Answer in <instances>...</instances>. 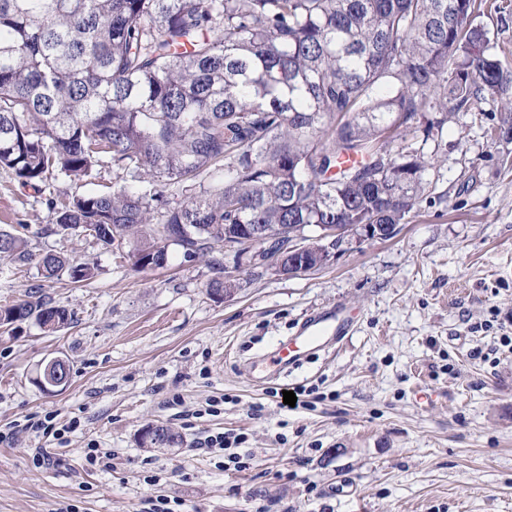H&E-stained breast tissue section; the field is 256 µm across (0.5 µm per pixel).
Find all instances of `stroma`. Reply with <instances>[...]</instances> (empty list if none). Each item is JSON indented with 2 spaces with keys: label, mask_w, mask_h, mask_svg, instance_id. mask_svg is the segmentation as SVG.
Listing matches in <instances>:
<instances>
[{
  "label": "stroma",
  "mask_w": 512,
  "mask_h": 512,
  "mask_svg": "<svg viewBox=\"0 0 512 512\" xmlns=\"http://www.w3.org/2000/svg\"><path fill=\"white\" fill-rule=\"evenodd\" d=\"M473 23L505 80L424 144L436 160L421 209L394 237L351 239L317 271L242 276L227 299L207 291L233 267L223 247L188 262L174 246L165 268L140 272L58 232L68 196L130 183L110 163L37 189L0 167V230L32 255L0 261V306L31 295L74 314L51 335L32 320L0 332V429L48 413L81 421L40 468L25 435L0 441V512H141L160 494L189 512H512V0H482ZM50 251L94 277L43 280L37 259ZM339 304L360 314L351 336L252 385L246 360ZM55 357L70 379L45 392L37 369ZM301 386L302 402L283 405L282 391ZM213 399L218 413H201ZM152 423L181 445L142 447ZM217 432L242 437L249 469H220L201 450ZM91 442L111 450V469L86 465ZM341 480L351 491L340 496Z\"/></svg>",
  "instance_id": "35a3bbf8"
}]
</instances>
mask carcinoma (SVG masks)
Returning <instances> with one entry per match:
<instances>
[{
    "mask_svg": "<svg viewBox=\"0 0 512 512\" xmlns=\"http://www.w3.org/2000/svg\"><path fill=\"white\" fill-rule=\"evenodd\" d=\"M476 0H0V166L39 186L74 182L107 158L141 182L182 185L213 166L224 178L186 203L124 186L74 195L61 233L106 250L131 244L138 271L157 251L193 261L215 246L257 265L243 226L271 234L301 224H402L421 207L422 129L436 141L452 115L479 105L503 68L478 47ZM389 152L391 170H378ZM23 238L0 231V260L25 261ZM46 279L89 280L59 254ZM47 333L71 312L42 299L0 309ZM161 448L181 436L153 425Z\"/></svg>",
    "mask_w": 512,
    "mask_h": 512,
    "instance_id": "1",
    "label": "carcinoma"
}]
</instances>
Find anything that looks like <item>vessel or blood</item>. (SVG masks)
<instances>
[{"label": "vessel or blood", "mask_w": 512, "mask_h": 512, "mask_svg": "<svg viewBox=\"0 0 512 512\" xmlns=\"http://www.w3.org/2000/svg\"><path fill=\"white\" fill-rule=\"evenodd\" d=\"M356 325L355 313L340 305L312 313L301 322L294 336L278 343L271 355L249 361L254 382L262 384L288 373L310 353L340 344Z\"/></svg>", "instance_id": "obj_1"}]
</instances>
